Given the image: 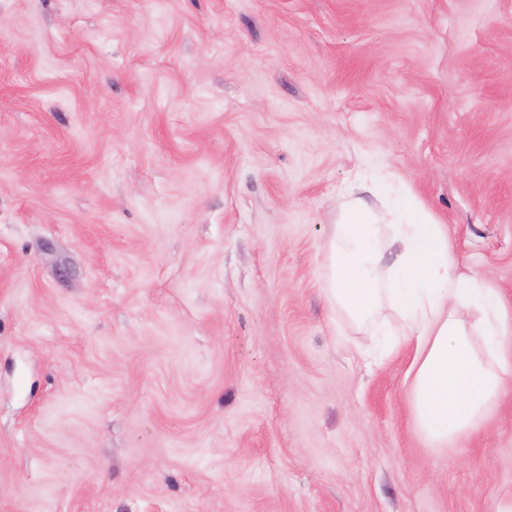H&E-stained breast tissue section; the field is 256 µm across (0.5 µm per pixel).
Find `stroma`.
Returning <instances> with one entry per match:
<instances>
[{
  "label": "stroma",
  "instance_id": "obj_1",
  "mask_svg": "<svg viewBox=\"0 0 512 512\" xmlns=\"http://www.w3.org/2000/svg\"><path fill=\"white\" fill-rule=\"evenodd\" d=\"M512 305V0H0V512H500L322 291L362 165Z\"/></svg>",
  "mask_w": 512,
  "mask_h": 512
}]
</instances>
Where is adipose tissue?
<instances>
[{"mask_svg": "<svg viewBox=\"0 0 512 512\" xmlns=\"http://www.w3.org/2000/svg\"><path fill=\"white\" fill-rule=\"evenodd\" d=\"M325 245L328 303L356 327L382 309L412 343L409 410L428 447L469 435L512 376V308L474 271L460 270L444 225L415 197L355 177L339 195Z\"/></svg>", "mask_w": 512, "mask_h": 512, "instance_id": "obj_1", "label": "adipose tissue"}]
</instances>
